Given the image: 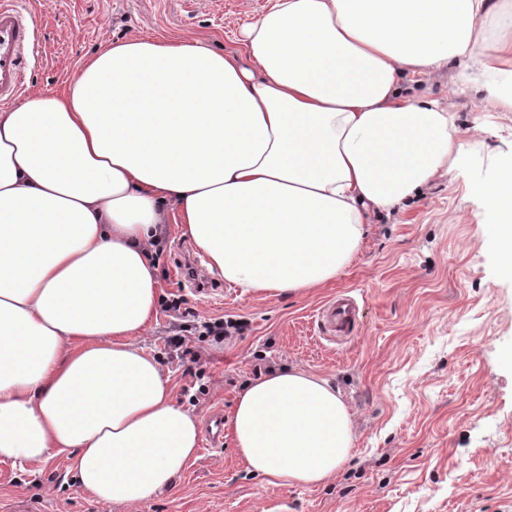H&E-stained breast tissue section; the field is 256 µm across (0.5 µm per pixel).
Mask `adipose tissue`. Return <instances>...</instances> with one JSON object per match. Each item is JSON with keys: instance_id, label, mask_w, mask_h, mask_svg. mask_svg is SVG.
Here are the masks:
<instances>
[{"instance_id": "adipose-tissue-1", "label": "adipose tissue", "mask_w": 512, "mask_h": 512, "mask_svg": "<svg viewBox=\"0 0 512 512\" xmlns=\"http://www.w3.org/2000/svg\"><path fill=\"white\" fill-rule=\"evenodd\" d=\"M243 55L130 38L61 94L0 106V462L64 454L99 501L170 490L199 444L138 341L156 313L167 204L242 293L301 294L466 144L420 88L451 59L512 65V0H274ZM512 279V166L473 187ZM247 470L315 487L348 459L352 413L296 366L241 388Z\"/></svg>"}]
</instances>
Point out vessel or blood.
<instances>
[{
  "label": "vessel or blood",
  "instance_id": "b4317fda",
  "mask_svg": "<svg viewBox=\"0 0 512 512\" xmlns=\"http://www.w3.org/2000/svg\"><path fill=\"white\" fill-rule=\"evenodd\" d=\"M36 42L31 16L19 9L14 0H0V102H12L24 96L27 55L34 51ZM187 263L190 271L184 274L183 284L199 293L221 292L222 283L207 272L196 256H189ZM316 321L326 340L354 336L359 326L357 303L350 295L338 294L318 308Z\"/></svg>",
  "mask_w": 512,
  "mask_h": 512
}]
</instances>
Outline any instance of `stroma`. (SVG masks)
I'll list each match as a JSON object with an SVG mask.
<instances>
[{
    "instance_id": "35a3bbf8",
    "label": "stroma",
    "mask_w": 512,
    "mask_h": 512,
    "mask_svg": "<svg viewBox=\"0 0 512 512\" xmlns=\"http://www.w3.org/2000/svg\"><path fill=\"white\" fill-rule=\"evenodd\" d=\"M37 29L28 92L59 91L109 43L189 39L237 53L238 30L273 0H17ZM452 60L429 83L471 141L462 163L405 208L371 215L363 247L336 281L304 294L194 293L179 281L191 246L168 211L157 267L160 297L191 320L242 321L241 334L209 341L199 363L166 345L178 319L157 311L140 343L170 375L174 399L206 418L232 412L240 387L274 364L333 383L353 414L354 446L320 487L272 485L246 471L232 435L196 459L168 493L129 506L99 502L62 455L19 470L0 462V512H512V279L499 272L493 216L471 193L512 161V112ZM483 132H475L476 124ZM362 319L347 342L321 337L315 313L336 293Z\"/></svg>"
}]
</instances>
